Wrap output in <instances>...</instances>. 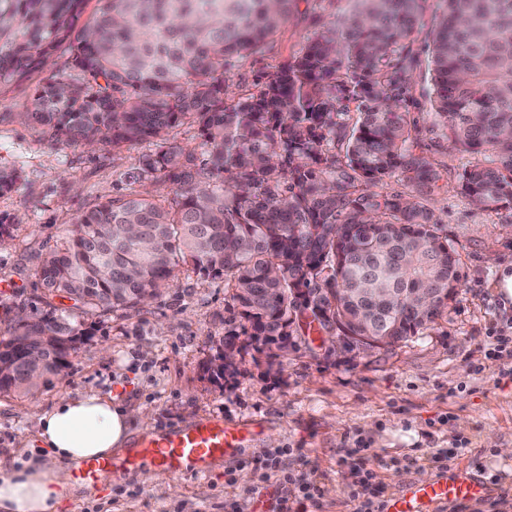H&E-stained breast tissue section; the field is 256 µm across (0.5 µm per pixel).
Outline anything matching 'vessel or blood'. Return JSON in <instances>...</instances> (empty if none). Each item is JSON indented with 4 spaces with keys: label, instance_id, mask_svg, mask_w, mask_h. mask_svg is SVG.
<instances>
[{
    "label": "vessel or blood",
    "instance_id": "vessel-or-blood-1",
    "mask_svg": "<svg viewBox=\"0 0 512 512\" xmlns=\"http://www.w3.org/2000/svg\"><path fill=\"white\" fill-rule=\"evenodd\" d=\"M252 434L246 425L202 419L142 438L121 457L86 460L77 476L93 488L143 467L171 478L182 476L191 468L204 478L213 463L243 448ZM484 491L482 482L461 471L442 481L414 485L407 492L391 497L385 504V512H430L433 504L477 498Z\"/></svg>",
    "mask_w": 512,
    "mask_h": 512
}]
</instances>
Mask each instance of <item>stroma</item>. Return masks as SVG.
Masks as SVG:
<instances>
[{
	"label": "stroma",
	"mask_w": 512,
	"mask_h": 512,
	"mask_svg": "<svg viewBox=\"0 0 512 512\" xmlns=\"http://www.w3.org/2000/svg\"><path fill=\"white\" fill-rule=\"evenodd\" d=\"M314 31L310 9L299 6L261 50L234 60L232 91L254 90ZM42 78L37 72L0 86V167L21 171L17 186L0 194V220L19 227L0 249V337L18 313L40 304L38 254L79 212L141 188L134 179L139 147L58 150L22 120ZM432 94L429 74L416 69L412 110L421 148L440 174L429 204L459 255L461 286L424 336L342 358L301 345L273 366L250 349L238 372L222 378L213 368L224 350V280L184 272L150 306L85 315L91 339L36 396L0 395V454L26 453L40 417L61 398L99 393L149 410V421L135 429L139 438L202 418L251 423L259 432L208 477L156 473L144 484L86 487L67 512H279L283 491L264 463L289 448L310 462L317 512H356L353 466L340 462L348 448L361 449L385 496L465 467L485 484L484 496L436 512H512V457L499 454L512 448V372L487 357L491 328L512 335V305L495 290L502 272H512V205L480 211L460 194L464 161L432 125ZM488 431L495 445H485ZM437 449L451 452L444 464L425 458ZM243 472L248 481H240Z\"/></svg>",
	"instance_id": "1"
}]
</instances>
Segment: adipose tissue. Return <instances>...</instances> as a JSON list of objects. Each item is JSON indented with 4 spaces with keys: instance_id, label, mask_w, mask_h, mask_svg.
<instances>
[{
    "instance_id": "1",
    "label": "adipose tissue",
    "mask_w": 512,
    "mask_h": 512,
    "mask_svg": "<svg viewBox=\"0 0 512 512\" xmlns=\"http://www.w3.org/2000/svg\"><path fill=\"white\" fill-rule=\"evenodd\" d=\"M148 418L106 395L58 400L39 420L35 449L0 457V512H64L78 490L70 466L111 457Z\"/></svg>"
}]
</instances>
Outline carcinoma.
Instances as JSON below:
<instances>
[{
  "label": "carcinoma",
  "mask_w": 512,
  "mask_h": 512,
  "mask_svg": "<svg viewBox=\"0 0 512 512\" xmlns=\"http://www.w3.org/2000/svg\"><path fill=\"white\" fill-rule=\"evenodd\" d=\"M86 2L0 0V84L65 56L24 119L64 148L150 145L137 176L173 197L109 198L41 254L46 310L17 316L0 339V394L35 395L78 351L60 337L91 335L80 317L160 299L181 264L224 278L235 310L224 344L264 351L270 367L281 355L264 346L293 324L316 332L338 305L350 329L400 342L447 313L459 258L428 204L439 175L420 151L409 76L425 64L432 125L482 158L463 170L461 193L482 211L512 204V0H336L323 30L244 94L226 84L232 60L264 44L299 0H100L80 26ZM185 123L198 148L153 146ZM393 178L409 192H384ZM20 179L0 168V193ZM294 288L315 293L301 323ZM34 351L44 365L29 383Z\"/></svg>",
  "instance_id": "carcinoma-1"
}]
</instances>
